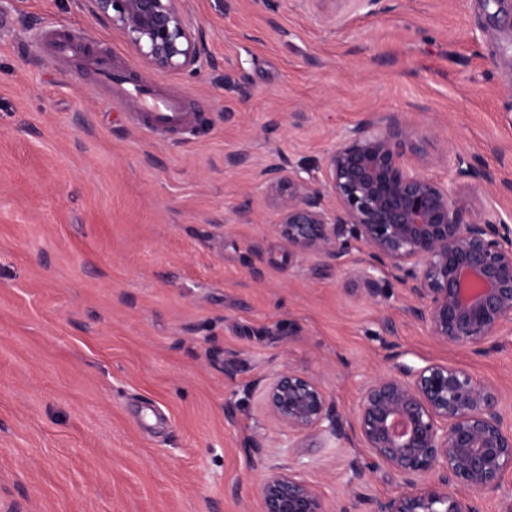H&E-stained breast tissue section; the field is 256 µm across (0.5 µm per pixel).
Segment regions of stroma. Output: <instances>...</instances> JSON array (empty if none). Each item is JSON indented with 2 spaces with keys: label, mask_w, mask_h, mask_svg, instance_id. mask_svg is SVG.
<instances>
[{
  "label": "stroma",
  "mask_w": 512,
  "mask_h": 512,
  "mask_svg": "<svg viewBox=\"0 0 512 512\" xmlns=\"http://www.w3.org/2000/svg\"><path fill=\"white\" fill-rule=\"evenodd\" d=\"M187 8L212 58L195 74L143 67L75 0H0V512H260L256 431L267 464L343 512H366L355 486L400 492L388 471L357 483L359 442L300 440L266 415L259 382L281 369L349 417L396 362H445L498 387L512 426V328L478 354L411 321L395 281L362 296L353 255L289 250L254 166L272 151L321 166L341 132L395 112L429 131L425 172L461 204L512 211V191L440 161L465 149L512 182V29L481 0ZM91 53L193 127L148 134Z\"/></svg>",
  "instance_id": "obj_1"
}]
</instances>
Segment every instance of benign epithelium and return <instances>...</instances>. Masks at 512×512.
<instances>
[{
    "label": "benign epithelium",
    "instance_id": "1",
    "mask_svg": "<svg viewBox=\"0 0 512 512\" xmlns=\"http://www.w3.org/2000/svg\"><path fill=\"white\" fill-rule=\"evenodd\" d=\"M99 23L124 35L155 71L198 72L208 56L203 29L186 0H78ZM429 136L393 114L349 129L326 155L322 174L271 155L257 179L272 202L277 233L288 248L339 261L356 242L354 282L369 298L380 274L405 287L404 312L439 343L486 349L512 325V213L468 210L448 185L422 172ZM457 177L491 184L495 175L457 152ZM268 417L299 438L320 432L338 442L351 424L333 410L321 382L282 369L264 379ZM354 420L372 457L403 489L386 499L356 493L369 512H480L483 495L512 512V430L498 388L444 363H405L368 381ZM261 512H334L316 486L289 468H269L260 485Z\"/></svg>",
    "mask_w": 512,
    "mask_h": 512
}]
</instances>
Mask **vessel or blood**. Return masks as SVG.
Returning a JSON list of instances; mask_svg holds the SVG:
<instances>
[{
    "label": "vessel or blood",
    "instance_id": "1",
    "mask_svg": "<svg viewBox=\"0 0 512 512\" xmlns=\"http://www.w3.org/2000/svg\"><path fill=\"white\" fill-rule=\"evenodd\" d=\"M87 63L104 83L117 87L125 97L139 100L142 107L140 118L146 131L159 135L183 130L192 124L193 115L183 111L177 101L158 97L149 85L129 84L123 73L113 70L110 57L93 54Z\"/></svg>",
    "mask_w": 512,
    "mask_h": 512
}]
</instances>
